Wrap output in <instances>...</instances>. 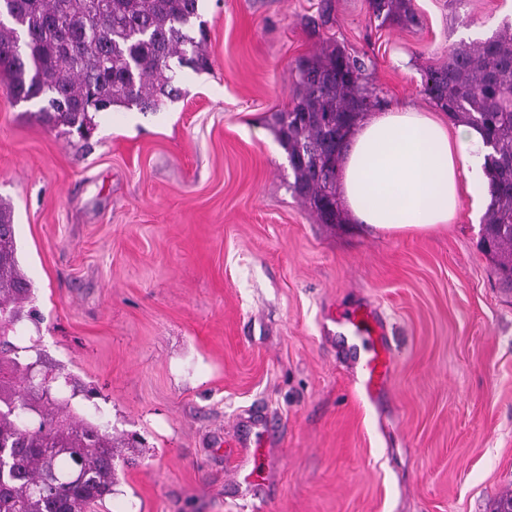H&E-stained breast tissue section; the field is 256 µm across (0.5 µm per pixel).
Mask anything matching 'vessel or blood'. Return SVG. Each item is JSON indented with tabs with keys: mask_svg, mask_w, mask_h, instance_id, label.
Here are the masks:
<instances>
[{
	"mask_svg": "<svg viewBox=\"0 0 512 512\" xmlns=\"http://www.w3.org/2000/svg\"><path fill=\"white\" fill-rule=\"evenodd\" d=\"M336 321L343 335L352 342L351 351L356 360L360 383L367 394H374L390 371V358L383 341L382 327L373 310L365 305L344 308L337 312ZM267 433L262 417H254L239 447L248 449L252 467L244 480L252 491H261L266 478L263 474L262 447Z\"/></svg>",
	"mask_w": 512,
	"mask_h": 512,
	"instance_id": "1",
	"label": "vessel or blood"
}]
</instances>
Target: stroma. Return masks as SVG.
<instances>
[{
    "label": "stroma",
    "instance_id": "stroma-1",
    "mask_svg": "<svg viewBox=\"0 0 512 512\" xmlns=\"http://www.w3.org/2000/svg\"><path fill=\"white\" fill-rule=\"evenodd\" d=\"M203 0L211 68L159 111L95 114L81 139L0 89V203L37 318L9 333L76 418L111 427L97 512H494L512 496V293L480 248L483 211L387 235L321 224L293 194L276 114L291 70L334 43L387 104L434 106L425 70L491 36L512 0ZM405 56V67L393 59ZM376 307L389 379L365 395L331 313ZM269 416L267 488L225 442ZM369 9L381 24L389 22L400 27H410L418 24L412 0H368Z\"/></svg>",
    "mask_w": 512,
    "mask_h": 512
}]
</instances>
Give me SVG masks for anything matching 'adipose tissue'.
I'll return each mask as SVG.
<instances>
[{"instance_id": "adipose-tissue-1", "label": "adipose tissue", "mask_w": 512, "mask_h": 512, "mask_svg": "<svg viewBox=\"0 0 512 512\" xmlns=\"http://www.w3.org/2000/svg\"><path fill=\"white\" fill-rule=\"evenodd\" d=\"M480 131L447 124L401 103L357 128L343 152L342 199L360 224L391 235L426 233L452 223L462 192L486 197Z\"/></svg>"}]
</instances>
